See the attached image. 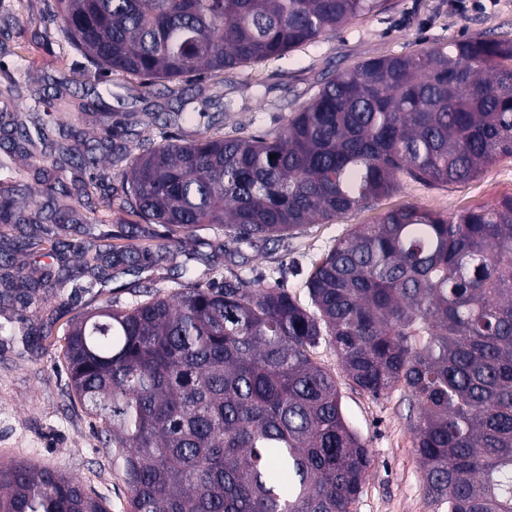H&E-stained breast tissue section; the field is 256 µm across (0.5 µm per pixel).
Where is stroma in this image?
Listing matches in <instances>:
<instances>
[{"mask_svg": "<svg viewBox=\"0 0 512 512\" xmlns=\"http://www.w3.org/2000/svg\"><path fill=\"white\" fill-rule=\"evenodd\" d=\"M474 33L512 39V0H490L479 9H453L450 0H389L385 10L357 18L336 34L322 37L286 55L243 65L214 78L170 81V95H141L136 80L112 74L91 84L83 76L87 61L63 36L48 0H0V83L17 68L27 77L16 90L19 105L42 96L51 129L68 127L79 105L98 114L115 113L127 123L122 139L137 147L160 132L180 141L196 132L231 135L237 128L270 133L295 107L314 96L322 77L352 68L370 57L398 55L447 43ZM233 111H225L227 102ZM193 119L180 118L181 109ZM512 194V158L500 157L477 178L459 185L431 186L403 180L390 195L336 220L307 225L300 234L237 252L184 243L173 262L120 274L102 283L87 276L29 305H0V461L23 460L61 472L81 483L109 512H127L128 493L113 472L98 425L76 398L70 397L64 359V334L77 316L111 301L129 302L131 285L157 288L161 295L179 291L182 267L195 279H224L252 268L254 275L282 277L289 293L306 300L304 280L312 261L325 255L355 225L370 224L380 213L415 204L445 215L493 203ZM39 249L15 253L23 273L38 275L44 266H75L77 249L89 235L69 224L41 227ZM69 240L71 249L56 255L51 246ZM316 361L331 369L343 396L349 425L372 454L353 512H431L416 456L405 393L395 390L372 398L353 389L332 348L321 346Z\"/></svg>", "mask_w": 512, "mask_h": 512, "instance_id": "obj_1", "label": "stroma"}]
</instances>
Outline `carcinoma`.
I'll return each mask as SVG.
<instances>
[{
  "label": "carcinoma",
  "mask_w": 512,
  "mask_h": 512,
  "mask_svg": "<svg viewBox=\"0 0 512 512\" xmlns=\"http://www.w3.org/2000/svg\"><path fill=\"white\" fill-rule=\"evenodd\" d=\"M388 0H54L88 77H215L336 33ZM20 119L0 149L26 158ZM95 149L127 161L117 182L86 176L83 132L38 169L46 203L0 192V224L34 249L40 224H78L77 200L171 234L205 224L243 245L334 220L403 177L463 184L512 157V40L484 34L367 59L324 79L276 131L190 143L163 135L131 154L103 124ZM76 269L98 281L165 264L166 243L92 245ZM73 277L0 275V303ZM303 304L279 282L210 279L171 297L107 305L65 333L70 393L95 417L127 512H352L371 454L346 421L336 352L353 388H402L433 512H512V195L452 216L407 204L357 224L319 260ZM0 512H107L64 474L0 462Z\"/></svg>",
  "instance_id": "cac0c4a2"
}]
</instances>
